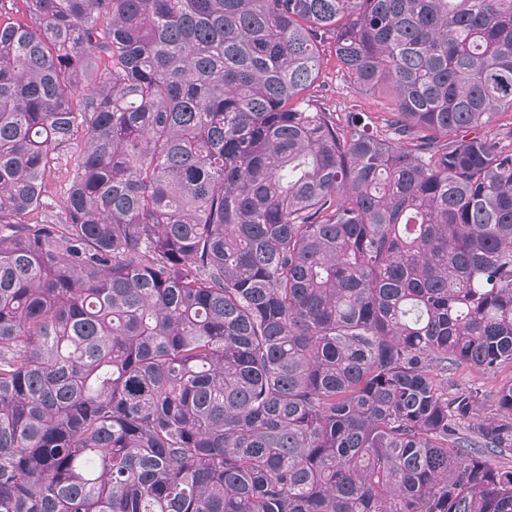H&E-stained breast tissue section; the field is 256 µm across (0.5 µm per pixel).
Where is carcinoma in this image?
Returning a JSON list of instances; mask_svg holds the SVG:
<instances>
[{"instance_id":"1","label":"carcinoma","mask_w":512,"mask_h":512,"mask_svg":"<svg viewBox=\"0 0 512 512\" xmlns=\"http://www.w3.org/2000/svg\"><path fill=\"white\" fill-rule=\"evenodd\" d=\"M25 3L0 512H512V0ZM321 75L312 93L329 112L344 121L345 112H372L377 125L383 130L386 118L387 100L378 92H372L355 85L344 75L336 61L331 40H327L321 50ZM75 149H72L70 153L62 155L55 163L54 169L52 170L49 183L50 190L53 194L59 196L65 190V179L66 172L73 164V158L75 157ZM512 380V367H503L494 376H487L475 369L461 366L448 375V393L456 388L464 386H475L481 388L487 394L485 411L494 409V397L497 387Z\"/></svg>"}]
</instances>
